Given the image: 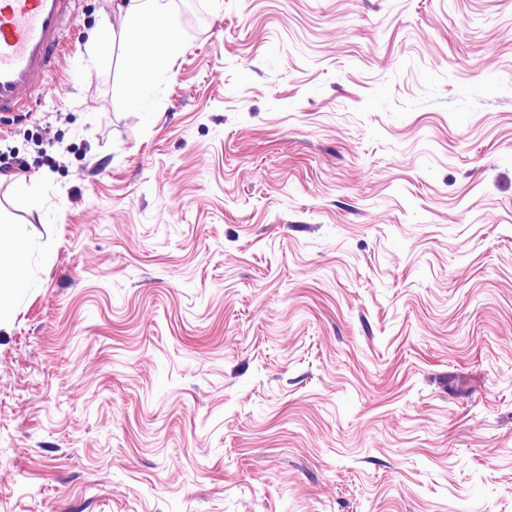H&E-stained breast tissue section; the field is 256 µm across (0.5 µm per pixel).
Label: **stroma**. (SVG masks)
<instances>
[{"label": "stroma", "mask_w": 512, "mask_h": 512, "mask_svg": "<svg viewBox=\"0 0 512 512\" xmlns=\"http://www.w3.org/2000/svg\"><path fill=\"white\" fill-rule=\"evenodd\" d=\"M81 0L0 117V512H512V0ZM171 0H113L112 14L127 29L150 31L167 22ZM131 50L141 77L134 84H117L113 93L130 107L142 108L150 98L155 74L175 63L181 43L176 31L167 26V33L152 40L145 52L138 44H133ZM9 235L14 241V248L11 255V268L14 274L11 288H23L26 287V281L24 279L25 270L27 267L28 260V244L25 239L23 229L20 226H12L7 229L0 227V237L3 235Z\"/></svg>", "instance_id": "obj_1"}]
</instances>
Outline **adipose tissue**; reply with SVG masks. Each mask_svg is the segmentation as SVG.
Here are the masks:
<instances>
[{
    "mask_svg": "<svg viewBox=\"0 0 512 512\" xmlns=\"http://www.w3.org/2000/svg\"><path fill=\"white\" fill-rule=\"evenodd\" d=\"M170 0H113L112 14L123 22L130 32L150 31L166 22ZM181 52V43L175 30L152 40L148 48L133 46L132 53L141 76L136 83L119 84L115 96L130 107H144L153 87L157 71L170 67Z\"/></svg>",
    "mask_w": 512,
    "mask_h": 512,
    "instance_id": "obj_1",
    "label": "adipose tissue"
}]
</instances>
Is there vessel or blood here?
<instances>
[{
    "label": "vessel or blood",
    "instance_id": "1",
    "mask_svg": "<svg viewBox=\"0 0 512 512\" xmlns=\"http://www.w3.org/2000/svg\"><path fill=\"white\" fill-rule=\"evenodd\" d=\"M78 0H0V114L31 108L70 46Z\"/></svg>",
    "mask_w": 512,
    "mask_h": 512
}]
</instances>
